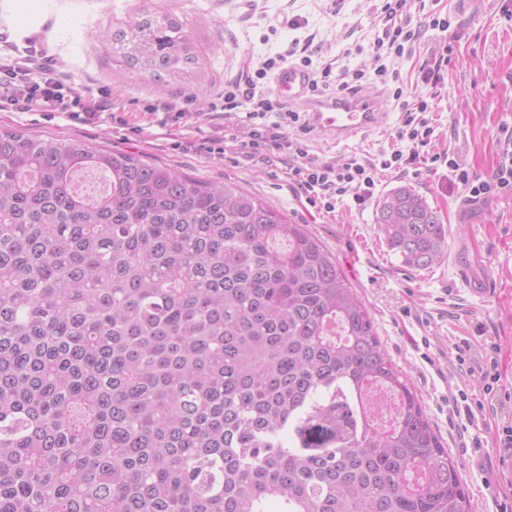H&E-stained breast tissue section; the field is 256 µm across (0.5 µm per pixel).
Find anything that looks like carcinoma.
Here are the masks:
<instances>
[{
  "label": "carcinoma",
  "mask_w": 512,
  "mask_h": 512,
  "mask_svg": "<svg viewBox=\"0 0 512 512\" xmlns=\"http://www.w3.org/2000/svg\"><path fill=\"white\" fill-rule=\"evenodd\" d=\"M121 31L136 75L198 64ZM108 176L81 196L76 172ZM374 224L425 270L448 225L411 184ZM0 512H469L367 308L302 225L226 183L0 133Z\"/></svg>",
  "instance_id": "1"
}]
</instances>
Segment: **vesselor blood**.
Returning a JSON list of instances; mask_svg holds the SVG:
<instances>
[{
  "instance_id": "b4317fda",
  "label": "vessel or blood",
  "mask_w": 512,
  "mask_h": 512,
  "mask_svg": "<svg viewBox=\"0 0 512 512\" xmlns=\"http://www.w3.org/2000/svg\"><path fill=\"white\" fill-rule=\"evenodd\" d=\"M276 84L283 99L296 100L307 93L310 78L305 70L291 65L279 72ZM380 117L377 105L372 100L330 98L313 105L308 122L320 133L340 141L373 127Z\"/></svg>"
}]
</instances>
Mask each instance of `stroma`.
<instances>
[{
  "instance_id": "35a3bbf8",
  "label": "stroma",
  "mask_w": 512,
  "mask_h": 512,
  "mask_svg": "<svg viewBox=\"0 0 512 512\" xmlns=\"http://www.w3.org/2000/svg\"><path fill=\"white\" fill-rule=\"evenodd\" d=\"M371 7V0H0V131L135 152L204 182L233 184L303 225L336 259L384 349L419 394L459 468L470 512H512V455L499 446L503 427L512 426V196L471 199L444 166L381 172L377 196L412 184L448 226L443 261L413 271L379 240L374 200L359 207L348 197L325 212L301 198L287 163L250 164L224 147L231 121L218 104L225 85L249 61L286 51L302 35L312 37L323 61L364 69L356 93L383 113L377 129L341 141L291 127L310 155L333 161L390 154L403 102L420 95L434 106L430 152H450L474 173L490 175L497 138L512 130V0H426L411 7L410 25L421 37L401 64L399 102L369 64ZM432 10L449 15L448 31L427 27ZM144 15L173 18L191 35L199 62L188 76L142 79L117 53L108 33ZM292 18L305 28H289ZM443 49L445 83H420L421 65ZM22 58L33 76L57 74L63 94L57 111L7 102L10 70ZM99 100L107 110L89 114ZM166 103L172 111L160 113ZM463 267L491 281L495 295L466 293L458 276ZM480 365L495 366L500 377L492 393L484 391ZM461 395L470 413H455Z\"/></svg>"
}]
</instances>
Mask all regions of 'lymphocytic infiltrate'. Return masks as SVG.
Masks as SVG:
<instances>
[{
    "label": "lymphocytic infiltrate",
    "mask_w": 512,
    "mask_h": 512,
    "mask_svg": "<svg viewBox=\"0 0 512 512\" xmlns=\"http://www.w3.org/2000/svg\"><path fill=\"white\" fill-rule=\"evenodd\" d=\"M413 0H378L372 8L376 34L369 53L377 63L376 76L382 82H393L396 88L394 98H401L403 90L398 65L411 53L419 33L409 27L408 12ZM312 43L304 41L300 64L311 71V91L335 88L337 93L351 90L354 82L363 77L361 71L343 68L333 70L325 64L314 67L310 56ZM283 54H275L259 61L253 70L245 72L239 82L224 89V109L239 113L241 135H230V142L238 143L243 154L250 158H262L274 151L288 160L291 178L300 189L308 194L310 201L321 203L326 211H334L338 202L352 197L356 205L369 201L377 186L378 169H403L410 165H424L429 168L442 164L468 191L471 198L490 195L512 194V132L498 139L500 159L491 175L482 177L465 169L453 154L429 152L428 147L434 128L428 118L433 107L424 98L405 107L401 126L395 133L397 143L389 157L380 161L349 159L342 164L322 162L311 157L302 142L288 133L290 125L298 123L299 113L278 112V104L266 89L274 82L280 69L287 63ZM277 112V121H269L270 112Z\"/></svg>",
    "instance_id": "obj_1"
}]
</instances>
